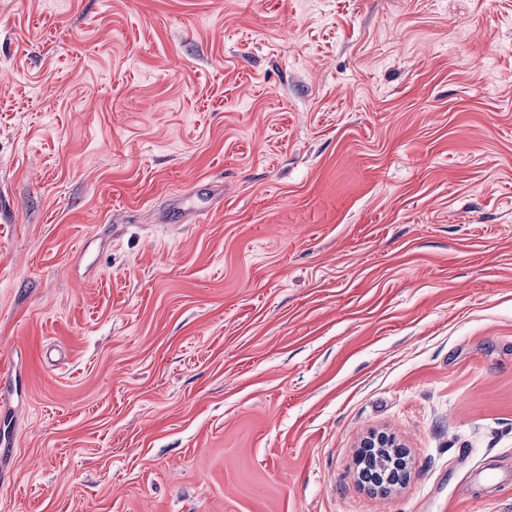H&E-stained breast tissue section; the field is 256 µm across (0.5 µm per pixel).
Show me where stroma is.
Here are the masks:
<instances>
[{"mask_svg": "<svg viewBox=\"0 0 512 512\" xmlns=\"http://www.w3.org/2000/svg\"><path fill=\"white\" fill-rule=\"evenodd\" d=\"M4 427L0 512H512V0H0ZM376 450H382L381 452L389 457L385 467L377 465L375 457H372ZM360 456L359 478L363 483H369L377 488L400 483V478L408 466L407 455L397 448H363Z\"/></svg>", "mask_w": 512, "mask_h": 512, "instance_id": "35a3bbf8", "label": "stroma"}]
</instances>
